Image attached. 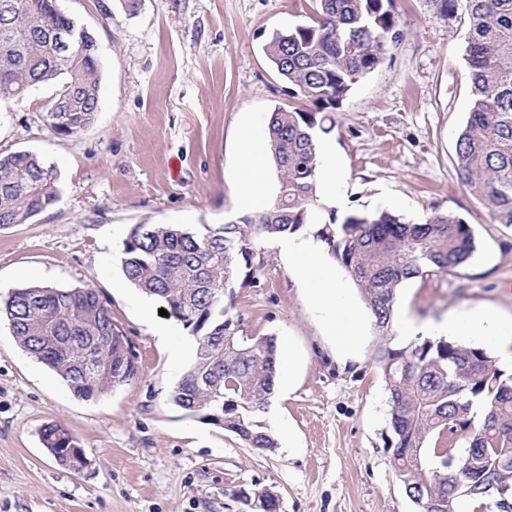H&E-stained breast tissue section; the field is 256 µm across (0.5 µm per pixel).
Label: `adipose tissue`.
<instances>
[{
    "label": "adipose tissue",
    "mask_w": 512,
    "mask_h": 512,
    "mask_svg": "<svg viewBox=\"0 0 512 512\" xmlns=\"http://www.w3.org/2000/svg\"><path fill=\"white\" fill-rule=\"evenodd\" d=\"M240 146L242 172L238 181V199L241 207L248 209L267 198V158L252 135H242ZM279 247L291 258L293 274L304 285L314 286L322 304L335 309L336 317L330 333L336 339L337 351L343 354L355 351L360 345L355 328L361 322L362 315L347 288L343 287L340 279L325 273L324 261L314 247L301 245L292 236L280 238ZM435 332L463 343L472 340L490 342L501 365L512 364V329H504L489 311L466 310L449 316L446 322L434 327L405 318L400 323L398 338L402 341H420Z\"/></svg>",
    "instance_id": "adipose-tissue-1"
}]
</instances>
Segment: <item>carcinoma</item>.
<instances>
[{"label":"carcinoma","instance_id":"cac0c4a2","mask_svg":"<svg viewBox=\"0 0 512 512\" xmlns=\"http://www.w3.org/2000/svg\"><path fill=\"white\" fill-rule=\"evenodd\" d=\"M310 22L275 30L263 46L278 76L312 109L275 108L268 143L279 192L267 210L218 228L136 224L121 249L127 280L183 323L196 338L192 364L170 393L178 407L221 425L242 443L273 454L279 441L260 417L275 393V339L238 336L224 298L250 274L262 240L310 236L346 270L373 316L372 360L384 373L394 469L406 496L422 512H457L466 498L483 512L512 502V375L491 351L426 339L391 345L397 290L415 278L464 266L476 245L471 226L453 214L423 222L389 212L313 220L317 202V140L354 87L402 37L395 0H315ZM440 12L468 19L466 56L471 107L456 143L458 175L497 224L512 225V0H434ZM78 24L58 0H21L0 7V105L32 89L55 85L47 123L63 136L90 126L100 107L99 47L52 50L55 37ZM60 198L56 167L29 151L0 155V227L25 224ZM20 346L55 371L74 396L90 400L131 381L136 357L112 321L107 301L89 287L29 284L0 299V321ZM487 407L481 422L472 414ZM41 440L50 453L78 441L59 424ZM459 467L448 472V454ZM251 512H270L268 489L243 490Z\"/></svg>","mask_w":512,"mask_h":512}]
</instances>
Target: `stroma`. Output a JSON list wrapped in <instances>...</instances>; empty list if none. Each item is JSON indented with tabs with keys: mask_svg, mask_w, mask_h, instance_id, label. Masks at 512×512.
<instances>
[{
	"mask_svg": "<svg viewBox=\"0 0 512 512\" xmlns=\"http://www.w3.org/2000/svg\"><path fill=\"white\" fill-rule=\"evenodd\" d=\"M99 45L101 105L76 136L45 119L52 86L0 107V153L32 151L58 171L60 199L25 224L0 227V297L39 283L87 286L110 302L137 373L91 400L27 354L0 322V512H249L241 489L268 488L280 512H420L405 495L386 446L385 378L375 336L336 351L317 304L275 241L225 305L242 335L275 337L292 357L291 380L265 416L288 422L276 453L169 400L195 358L179 321L124 276L119 254L136 224L216 228L237 219L239 137L266 139L276 107H303L268 64L273 30L309 22L313 0H61ZM402 38L351 92L324 140L344 178V213L387 211L421 221L451 213L472 227L476 250L453 272L407 283L396 316L436 324L481 306L512 319V225L494 223L460 181L457 136L466 124L471 70L466 17L441 16L428 0H397ZM169 341H160L157 328ZM182 347L180 357L172 344ZM61 424L87 464L61 466L40 434Z\"/></svg>",
	"mask_w": 512,
	"mask_h": 512,
	"instance_id": "stroma-1",
	"label": "stroma"
}]
</instances>
